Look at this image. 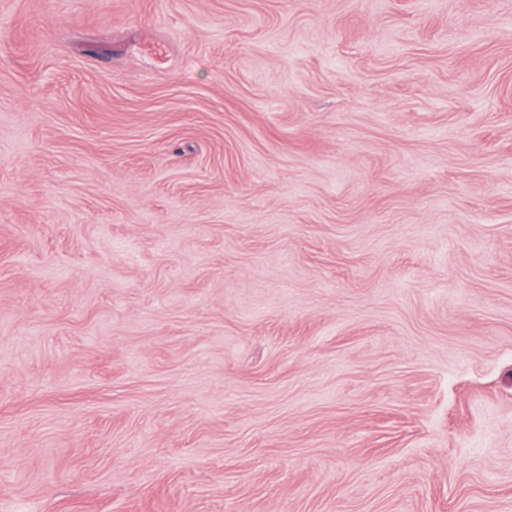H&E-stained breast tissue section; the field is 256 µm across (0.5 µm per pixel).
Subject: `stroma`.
Returning <instances> with one entry per match:
<instances>
[{
    "label": "stroma",
    "instance_id": "obj_1",
    "mask_svg": "<svg viewBox=\"0 0 512 512\" xmlns=\"http://www.w3.org/2000/svg\"><path fill=\"white\" fill-rule=\"evenodd\" d=\"M0 512H512V0H0Z\"/></svg>",
    "mask_w": 512,
    "mask_h": 512
}]
</instances>
